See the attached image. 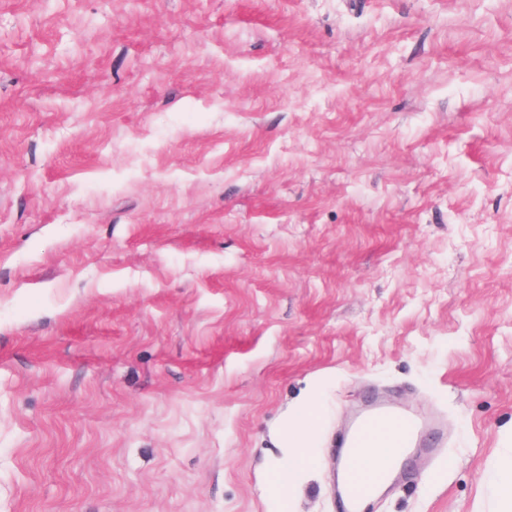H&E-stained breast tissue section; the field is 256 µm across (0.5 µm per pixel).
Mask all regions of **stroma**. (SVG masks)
Masks as SVG:
<instances>
[{
    "label": "stroma",
    "mask_w": 512,
    "mask_h": 512,
    "mask_svg": "<svg viewBox=\"0 0 512 512\" xmlns=\"http://www.w3.org/2000/svg\"><path fill=\"white\" fill-rule=\"evenodd\" d=\"M375 399L495 512L512 0H0V512H337ZM316 416V407L312 402L299 404L293 408L286 425L287 448H294L297 453L306 448L308 434Z\"/></svg>",
    "instance_id": "stroma-1"
}]
</instances>
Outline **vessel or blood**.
<instances>
[{"mask_svg": "<svg viewBox=\"0 0 512 512\" xmlns=\"http://www.w3.org/2000/svg\"><path fill=\"white\" fill-rule=\"evenodd\" d=\"M424 427V421L415 414L388 404L373 406L355 417L338 452L341 512H364L379 483L389 481L400 462L420 448ZM384 441L388 442L390 451L376 463L377 480L362 478V469L371 463L368 449L379 447Z\"/></svg>", "mask_w": 512, "mask_h": 512, "instance_id": "1", "label": "vessel or blood"}]
</instances>
